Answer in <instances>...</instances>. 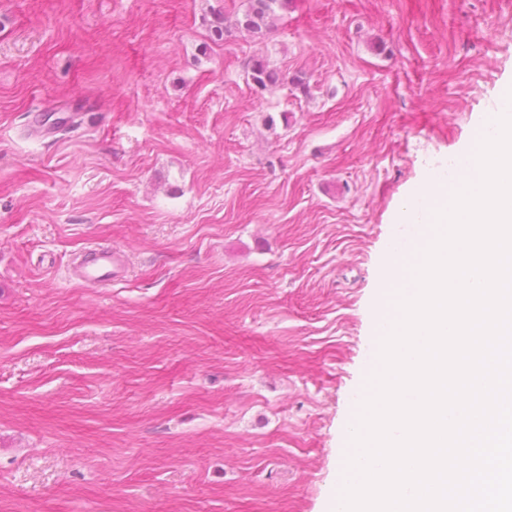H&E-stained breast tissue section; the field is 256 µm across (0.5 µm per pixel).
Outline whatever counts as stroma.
<instances>
[{
    "label": "stroma",
    "mask_w": 512,
    "mask_h": 512,
    "mask_svg": "<svg viewBox=\"0 0 512 512\" xmlns=\"http://www.w3.org/2000/svg\"><path fill=\"white\" fill-rule=\"evenodd\" d=\"M246 5L0 0V512L335 490L384 248L512 87V0H291L212 41ZM94 246L122 280L72 276ZM250 77L255 87L259 90H267L284 81V77L276 69L272 68L262 56L253 58L250 67Z\"/></svg>",
    "instance_id": "35a3bbf8"
}]
</instances>
